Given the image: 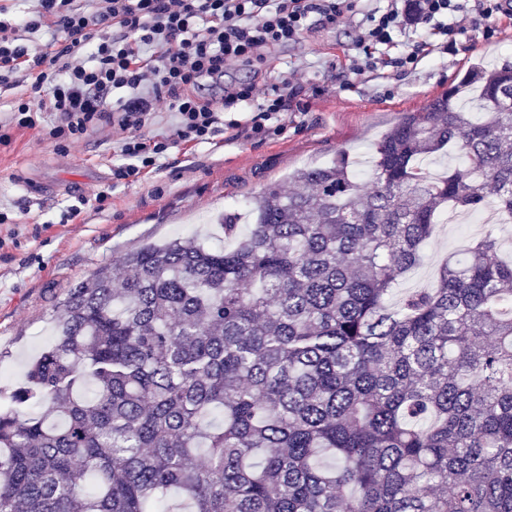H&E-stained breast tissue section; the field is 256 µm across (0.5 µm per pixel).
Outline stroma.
<instances>
[{"instance_id": "stroma-1", "label": "stroma", "mask_w": 512, "mask_h": 512, "mask_svg": "<svg viewBox=\"0 0 512 512\" xmlns=\"http://www.w3.org/2000/svg\"><path fill=\"white\" fill-rule=\"evenodd\" d=\"M378 0H359L350 22L311 24L302 38L270 49L263 61L227 68L228 84L267 85L299 78L285 130L260 138L218 133L213 141L171 151L162 167L134 181L114 182L121 157L112 128L79 141L49 137L51 117L22 129L9 121L25 84L0 88V403L24 381L26 364L53 339L56 303L99 266L147 243L202 237L230 247L217 220L233 211L248 219L247 201L296 169L331 162L341 151L353 161L372 153L399 113L420 112L453 87L475 61H512V19L438 36L441 52L408 65L359 73L363 52L355 32ZM103 190L107 200L69 223L60 218L78 195ZM485 233L483 225H437L423 260L395 296L431 287L448 255H461Z\"/></svg>"}]
</instances>
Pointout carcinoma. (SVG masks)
Masks as SVG:
<instances>
[{"instance_id": "carcinoma-1", "label": "carcinoma", "mask_w": 512, "mask_h": 512, "mask_svg": "<svg viewBox=\"0 0 512 512\" xmlns=\"http://www.w3.org/2000/svg\"><path fill=\"white\" fill-rule=\"evenodd\" d=\"M463 163L433 176L423 159ZM68 289L0 405V512H512V261L485 234L391 301L440 213H512V62ZM222 413L218 424L208 422Z\"/></svg>"}]
</instances>
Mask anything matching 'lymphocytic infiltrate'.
<instances>
[{
  "label": "lymphocytic infiltrate",
  "instance_id": "obj_1",
  "mask_svg": "<svg viewBox=\"0 0 512 512\" xmlns=\"http://www.w3.org/2000/svg\"><path fill=\"white\" fill-rule=\"evenodd\" d=\"M512 0H388L361 27L357 45L365 54L358 70L380 63L378 47L393 35L430 26L447 33L464 29L473 16L490 20ZM356 0H38L37 11L14 16L0 7V85L17 74L29 92L12 106V120L33 128L54 113L50 134L79 139L101 124L121 137L123 162L114 175L138 178L187 143L209 142L225 128L254 138L281 123L288 101L302 86L283 79L274 88L257 83L225 86L228 66L262 58L265 50L300 40L311 17L333 25L353 12ZM452 24H445V16ZM222 86L225 106L240 107L246 120L221 122L202 82ZM165 103L171 131L150 137L158 103Z\"/></svg>",
  "mask_w": 512,
  "mask_h": 512
}]
</instances>
